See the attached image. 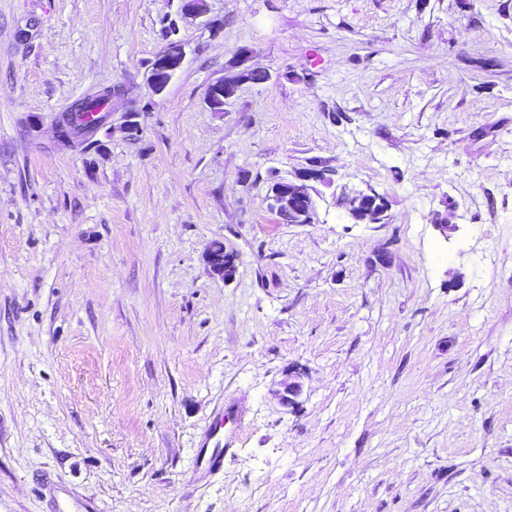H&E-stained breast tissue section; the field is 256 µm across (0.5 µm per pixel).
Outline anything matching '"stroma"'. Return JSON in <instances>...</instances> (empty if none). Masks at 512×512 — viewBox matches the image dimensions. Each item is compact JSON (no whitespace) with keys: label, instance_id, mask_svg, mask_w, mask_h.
Here are the masks:
<instances>
[{"label":"stroma","instance_id":"stroma-1","mask_svg":"<svg viewBox=\"0 0 512 512\" xmlns=\"http://www.w3.org/2000/svg\"><path fill=\"white\" fill-rule=\"evenodd\" d=\"M460 1L0 0V512H51L42 478L99 512H512V0ZM238 62L270 81L209 111ZM113 86L137 136L61 146ZM317 165L280 223L272 180ZM187 53L184 44L171 40L166 49L154 60L147 78L153 94L164 92L173 78L183 68ZM95 110L99 112H109V104L107 100L104 99L97 92L88 95L85 98H82L78 101V103L70 110L72 112L71 118V131H76V127H80L82 124L79 123L76 118L78 116H83L87 112H94ZM74 112V113H73ZM76 126V127H75ZM269 200L270 209L283 224L312 223L313 203L307 185L284 178L275 179L269 190ZM349 204L348 215L355 223L363 222L367 218L370 223L384 220L385 205L379 194L359 193ZM206 260L211 271L222 277L224 281L228 282L233 278L236 270V257L225 251L223 243H214L207 253ZM236 411L234 406L224 404L215 409L213 421L198 442L193 462L197 470L210 474L223 468L224 452L238 436L239 429L229 421Z\"/></svg>","mask_w":512,"mask_h":512}]
</instances>
